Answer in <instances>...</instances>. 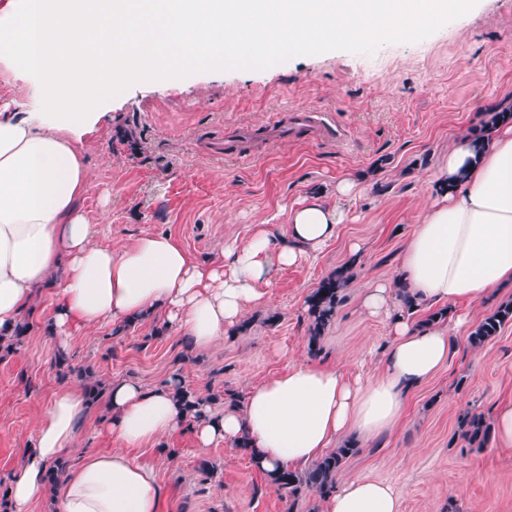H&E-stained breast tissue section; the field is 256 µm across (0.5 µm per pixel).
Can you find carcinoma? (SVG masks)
I'll return each mask as SVG.
<instances>
[{
	"instance_id": "obj_1",
	"label": "carcinoma",
	"mask_w": 512,
	"mask_h": 512,
	"mask_svg": "<svg viewBox=\"0 0 512 512\" xmlns=\"http://www.w3.org/2000/svg\"><path fill=\"white\" fill-rule=\"evenodd\" d=\"M353 278L351 268L346 267L322 280L307 299L309 319L308 334L310 352H319V342L327 327L336 315L337 307L343 301V292ZM512 322V301L497 306L485 316L471 331L468 340L473 346H481L499 334L503 326ZM29 323L24 322L14 329L11 335L0 333V360L16 352L24 342ZM80 377L85 381V390L91 404H96L102 396L104 386L96 379L95 372L86 368L81 370ZM183 409L188 421L199 416L198 407L213 406L224 399V394L212 393L200 396L183 383H178ZM460 435L469 444L479 448L485 446L491 437L492 427L484 414L467 410L458 418ZM358 451L357 443L346 441L338 448L325 454L302 470L285 469L270 475L271 481L277 486L281 497L288 503V512H294L299 501L312 495L326 499L336 490L337 477L345 460Z\"/></svg>"
}]
</instances>
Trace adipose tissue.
Here are the masks:
<instances>
[{"label":"adipose tissue","instance_id":"adipose-tissue-1","mask_svg":"<svg viewBox=\"0 0 512 512\" xmlns=\"http://www.w3.org/2000/svg\"><path fill=\"white\" fill-rule=\"evenodd\" d=\"M473 2L64 0L52 9L46 0H15L0 13V75L22 80L26 90L14 111H0V331L21 323L44 289L59 344L79 327L161 314L204 350L261 302L275 270L317 257L346 219L313 193L289 209L286 236L258 224L208 261L169 234H141L119 251L100 244L83 207L91 178L83 145L103 117V90L143 72L166 80L191 58L220 65L245 48L271 56L302 42L380 40L395 20L411 33ZM434 180V199L399 256L394 284L407 287L416 308L446 307L462 324L458 303L512 287V122L497 123L479 150L470 136L459 137ZM392 286H369L363 299L369 315L391 320L377 374L291 366L254 387L243 406L221 415L203 410L193 424L197 447L248 436L254 461L271 472L305 468L347 434L371 438L394 429L409 393L446 361L451 340L446 328L394 312ZM174 392L171 383L112 382L109 434L129 447L158 443L184 420ZM88 410L78 385L53 393L13 474V512L49 494L58 512H161L153 465L119 451L86 456L47 489V464L74 447ZM324 512H401V497L390 484L350 479L326 498Z\"/></svg>","mask_w":512,"mask_h":512}]
</instances>
